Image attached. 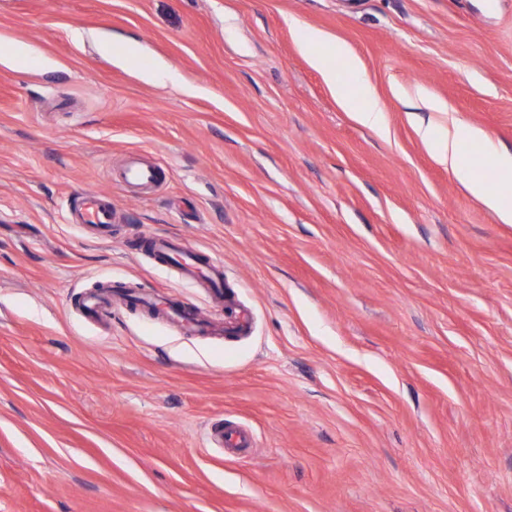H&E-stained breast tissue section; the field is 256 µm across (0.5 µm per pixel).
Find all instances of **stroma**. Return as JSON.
<instances>
[{"label":"stroma","mask_w":512,"mask_h":512,"mask_svg":"<svg viewBox=\"0 0 512 512\" xmlns=\"http://www.w3.org/2000/svg\"><path fill=\"white\" fill-rule=\"evenodd\" d=\"M1 40L0 512H512V224L419 132L512 153V0H0ZM87 192L111 238L71 223ZM151 235L223 265L246 333L85 321L120 284L223 324ZM327 37L318 30H306L299 39V46L302 51L310 55L312 63L325 76L327 84L336 97L350 112H354L356 120L364 126L384 131L386 129L384 119V106L375 96L372 87L363 80H358L355 90L352 92L344 85L336 82V71L333 69L334 58L340 57L345 59L348 69L354 75L357 74L359 67L358 62L353 58L347 48L339 43H334L332 51L329 55L317 54L312 49L326 42ZM359 98L362 102L361 106L354 108V100ZM121 178L129 185L147 187L156 181L157 171L152 165L131 159L123 168Z\"/></svg>","instance_id":"stroma-1"}]
</instances>
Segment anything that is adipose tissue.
I'll return each instance as SVG.
<instances>
[{
  "mask_svg": "<svg viewBox=\"0 0 512 512\" xmlns=\"http://www.w3.org/2000/svg\"><path fill=\"white\" fill-rule=\"evenodd\" d=\"M325 35L317 30L304 31L299 39L302 51L309 53L312 63L319 69L331 90L345 109L354 113L356 120L364 126L384 130V106L375 96L372 87L365 81H358L355 89H348L337 83L333 68L334 58L345 59L350 72H358L359 67L347 48L339 43L333 44L330 54L315 53L314 48L325 42ZM480 131L449 119L447 126L439 129L435 137L429 138L428 145L440 162L446 164L449 171L462 178L467 190L481 200L497 218L505 224L512 223V154L497 150L491 151L493 169L490 176L475 174L471 164L460 152L464 140L480 138Z\"/></svg>",
  "mask_w": 512,
  "mask_h": 512,
  "instance_id": "adipose-tissue-1",
  "label": "adipose tissue"
}]
</instances>
